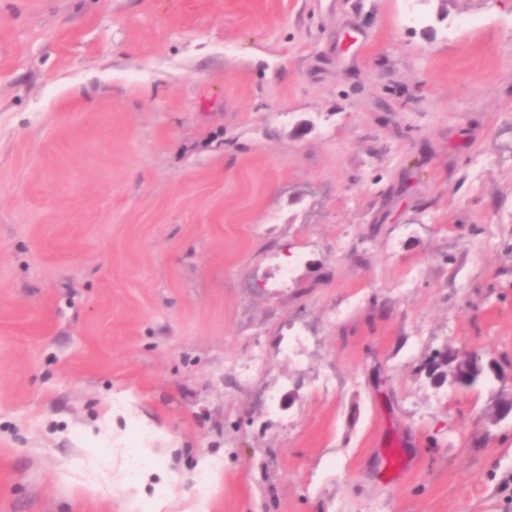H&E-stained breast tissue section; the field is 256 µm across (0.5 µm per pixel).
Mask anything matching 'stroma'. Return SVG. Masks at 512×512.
Returning <instances> with one entry per match:
<instances>
[{"mask_svg": "<svg viewBox=\"0 0 512 512\" xmlns=\"http://www.w3.org/2000/svg\"><path fill=\"white\" fill-rule=\"evenodd\" d=\"M511 395L512 0H0V512H512Z\"/></svg>", "mask_w": 512, "mask_h": 512, "instance_id": "stroma-1", "label": "stroma"}]
</instances>
